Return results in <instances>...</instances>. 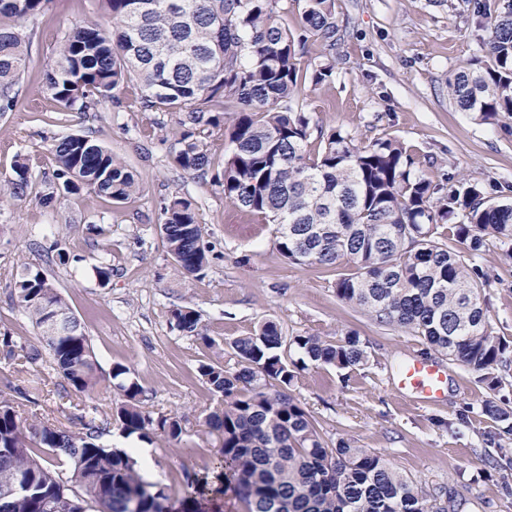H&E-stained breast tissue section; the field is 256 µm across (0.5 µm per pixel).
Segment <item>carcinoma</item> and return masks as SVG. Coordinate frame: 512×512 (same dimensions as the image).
Listing matches in <instances>:
<instances>
[{"mask_svg": "<svg viewBox=\"0 0 512 512\" xmlns=\"http://www.w3.org/2000/svg\"><path fill=\"white\" fill-rule=\"evenodd\" d=\"M58 0H0V98L11 111L28 62L27 24ZM115 22L74 25L43 74L45 90L64 112H91L134 83L140 110L179 116L185 127L171 153L174 167L204 178L224 203L275 226L276 245L288 261L319 268L343 263L350 272L336 279V297L381 325L421 337L427 347L476 375L491 391L503 383L499 371L512 352L490 328L489 276L476 264L488 243L512 257V201L496 200L477 183L449 188L420 171L396 139L363 144L341 129L325 130L299 101L309 81L332 80L336 62L306 59L314 39L332 49L339 40L336 0H293V25L284 22L288 0H88ZM479 25H487L483 55L448 76V97L461 112L484 123L512 117V0H469ZM224 133L227 156L214 168L208 139ZM56 192L83 190L122 203L138 191L130 167L83 134L52 140ZM216 172H211V169ZM34 174L29 159L16 155L11 174L0 179V195L27 196ZM159 231L168 253L189 276L210 263L196 205L173 194L160 201ZM448 225L442 234L438 228ZM12 295L39 329L48 352L0 337V349L15 373L37 377L50 369L70 387L86 392L97 382L98 361L78 318L40 270L24 268ZM70 314L62 331L45 329L55 315ZM174 327L204 345L216 342L190 307L171 310ZM291 346L304 359L284 355ZM228 347L238 368L218 361L197 367L201 380L222 398L207 417L221 437L218 484L186 474L188 494L173 508L135 468L130 452L100 443L117 423L126 436L162 434L177 440L178 420L154 416L142 405L139 384L117 364L112 378L123 401L115 414L80 417L82 431L21 416L15 401L0 397V492L18 479L26 495L0 503L5 512H205L228 493L247 512H271L274 500L287 512H463L466 498L454 485L427 493L382 453L333 444L318 422L290 394L310 361L339 371L369 361L367 343L355 332L336 340L296 335L285 339L273 321ZM38 404L36 382L13 386ZM483 414L512 435V407L493 401ZM84 481L73 492L69 478Z\"/></svg>", "mask_w": 512, "mask_h": 512, "instance_id": "carcinoma-1", "label": "carcinoma"}]
</instances>
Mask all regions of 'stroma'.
I'll list each match as a JSON object with an SVG mask.
<instances>
[{
  "instance_id": "stroma-1",
  "label": "stroma",
  "mask_w": 512,
  "mask_h": 512,
  "mask_svg": "<svg viewBox=\"0 0 512 512\" xmlns=\"http://www.w3.org/2000/svg\"><path fill=\"white\" fill-rule=\"evenodd\" d=\"M343 36L336 46V75L305 84L300 96L324 129L342 128L357 139L391 138L413 149L418 167L436 183L467 179L494 197L512 199V118L488 124L457 111L448 99L449 74L482 54L486 37L465 0H336ZM79 0H61L31 23L30 63L20 83V102L0 114V176L16 155L51 168L49 138L92 131L134 170L139 191L123 204L80 192L44 207L37 184L25 199L0 200V333L17 344L37 343L39 331L11 297L21 264L41 270L81 321L100 365L101 383L77 392L48 375L38 413L64 429L78 430V414L108 413L118 390L105 379L114 365L143 389L154 414L179 419L180 440L154 435V488L170 500L183 497L185 473L215 477L221 440L206 424L220 400L198 377L205 360H222L224 343L277 322L284 335L336 340L347 331L368 343L367 365L342 372L310 364L292 389L318 421L326 439L349 440L384 454L403 474L430 491L452 482L469 486L466 512H512V477L471 484L472 473L500 460L512 440L481 412L486 400L512 401V365L503 386L490 392L467 369L450 364L448 398L437 406L410 402L392 377L400 363L429 356L420 337L382 326L336 296L337 271L288 262L278 252L272 225L225 205L223 195L171 165L180 129L170 116L138 109V89L128 85L121 107L101 105L88 114L58 111L42 75L65 32L85 21ZM178 192L197 206L212 252L204 274L182 273L156 224L162 197ZM65 251L60 262L51 244ZM110 260L112 277L96 273ZM480 265L493 278L489 290L492 331L512 346V259L487 247ZM195 309L216 345L206 348L172 327L174 307ZM445 427H437V420Z\"/></svg>"
}]
</instances>
